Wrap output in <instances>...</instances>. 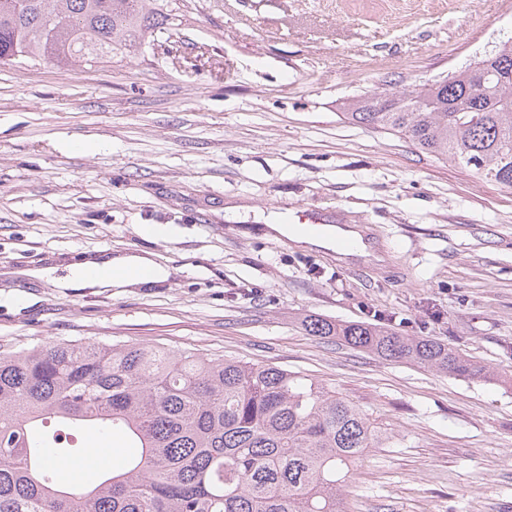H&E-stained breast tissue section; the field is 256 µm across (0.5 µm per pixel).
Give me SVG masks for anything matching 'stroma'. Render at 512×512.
Instances as JSON below:
<instances>
[{"instance_id": "stroma-1", "label": "stroma", "mask_w": 512, "mask_h": 512, "mask_svg": "<svg viewBox=\"0 0 512 512\" xmlns=\"http://www.w3.org/2000/svg\"><path fill=\"white\" fill-rule=\"evenodd\" d=\"M143 55L0 65V345H158L269 364L360 405L386 445L350 512H512V388L313 336L366 321L512 375V188L340 114L512 37V0H185ZM343 212L371 263L269 227ZM146 256L166 280L63 289L79 262ZM94 481L124 444L74 431Z\"/></svg>"}]
</instances>
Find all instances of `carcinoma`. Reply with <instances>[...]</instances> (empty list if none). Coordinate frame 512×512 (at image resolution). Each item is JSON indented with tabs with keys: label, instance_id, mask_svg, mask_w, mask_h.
I'll return each mask as SVG.
<instances>
[{
	"label": "carcinoma",
	"instance_id": "carcinoma-1",
	"mask_svg": "<svg viewBox=\"0 0 512 512\" xmlns=\"http://www.w3.org/2000/svg\"><path fill=\"white\" fill-rule=\"evenodd\" d=\"M169 0H0V64L93 66L142 55L174 24ZM355 124L512 188V39L465 67L341 104ZM313 336L468 379L491 373L426 337L305 320ZM52 421L136 449L92 488L60 483L75 448ZM385 435L323 383L270 365L152 345L62 340L0 349V512H346L354 466Z\"/></svg>",
	"mask_w": 512,
	"mask_h": 512
}]
</instances>
